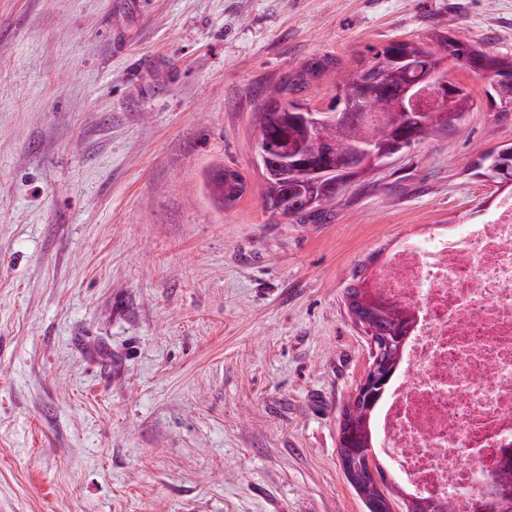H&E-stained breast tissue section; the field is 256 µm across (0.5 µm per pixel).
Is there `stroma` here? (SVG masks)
Wrapping results in <instances>:
<instances>
[{
    "label": "stroma",
    "mask_w": 512,
    "mask_h": 512,
    "mask_svg": "<svg viewBox=\"0 0 512 512\" xmlns=\"http://www.w3.org/2000/svg\"><path fill=\"white\" fill-rule=\"evenodd\" d=\"M512 57V0H0V512H368L337 449L367 338L342 292L486 219L492 78L321 219L262 206L253 114L326 109L394 40ZM325 68L307 74L313 62ZM241 172L217 209L202 176Z\"/></svg>",
    "instance_id": "stroma-1"
}]
</instances>
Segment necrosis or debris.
I'll return each mask as SVG.
<instances>
[{
	"label": "necrosis or debris",
	"instance_id": "1",
	"mask_svg": "<svg viewBox=\"0 0 512 512\" xmlns=\"http://www.w3.org/2000/svg\"><path fill=\"white\" fill-rule=\"evenodd\" d=\"M381 282L413 319L374 420L376 447L406 492L472 512L512 448V195L487 223L396 246Z\"/></svg>",
	"mask_w": 512,
	"mask_h": 512
}]
</instances>
